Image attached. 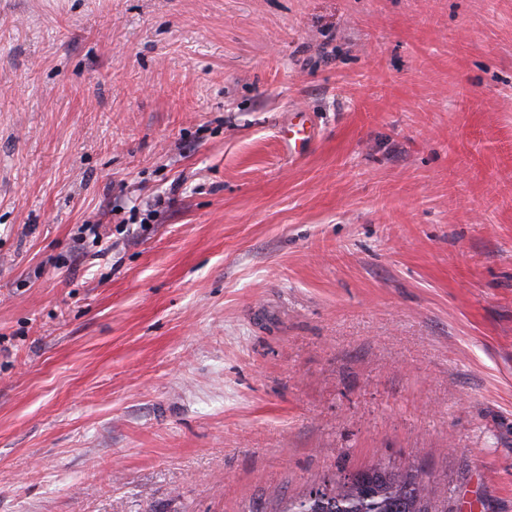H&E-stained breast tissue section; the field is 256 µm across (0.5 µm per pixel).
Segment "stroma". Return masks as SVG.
<instances>
[{"label":"stroma","instance_id":"stroma-1","mask_svg":"<svg viewBox=\"0 0 512 512\" xmlns=\"http://www.w3.org/2000/svg\"><path fill=\"white\" fill-rule=\"evenodd\" d=\"M380 460L512 512V0H0V512Z\"/></svg>","mask_w":512,"mask_h":512}]
</instances>
